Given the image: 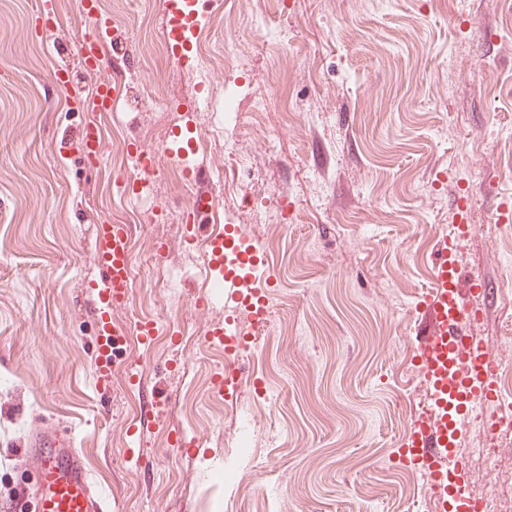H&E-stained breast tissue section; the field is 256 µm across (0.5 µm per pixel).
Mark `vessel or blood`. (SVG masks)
<instances>
[{
	"label": "vessel or blood",
	"instance_id": "b4317fda",
	"mask_svg": "<svg viewBox=\"0 0 512 512\" xmlns=\"http://www.w3.org/2000/svg\"><path fill=\"white\" fill-rule=\"evenodd\" d=\"M196 6L197 0H164L162 13L172 47L181 48L188 43L185 23ZM79 7L90 20L92 31L74 51L78 71L61 68L58 81L67 85L81 76H95L88 104L92 111L108 112L115 89L109 79L100 75L101 37L111 29L112 21L99 10L96 0H81ZM78 145L89 161H97L102 152L99 127L86 124L78 136ZM471 232L469 225L455 224L443 235L433 285L420 303L423 336L418 367L428 387V406L415 420L405 442V458L421 471L437 512H446L445 505L452 496L466 505L468 512H474L476 505L467 494V473L456 457V449L463 429L474 416L496 405L501 397V371L489 342L477 335L476 319L463 313L464 297L479 299L483 312L496 297L488 282L461 278L465 242ZM130 250L127 225H97L93 255L97 276L87 281L86 288L100 311L95 368L103 380L112 374L113 350L128 340L127 332L113 321L112 311L124 306L129 298ZM259 254V248L231 225L211 237L201 254L202 267L222 276L228 306L236 312L248 310L250 321L256 326L265 325L269 314L262 283L266 264L260 261ZM28 447L35 458L34 483L28 491L35 512H104L71 433L39 430Z\"/></svg>",
	"mask_w": 512,
	"mask_h": 512
}]
</instances>
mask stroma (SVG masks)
Here are the masks:
<instances>
[{
  "instance_id": "35a3bbf8",
  "label": "stroma",
  "mask_w": 512,
  "mask_h": 512,
  "mask_svg": "<svg viewBox=\"0 0 512 512\" xmlns=\"http://www.w3.org/2000/svg\"><path fill=\"white\" fill-rule=\"evenodd\" d=\"M39 2L0 0V508L30 480V435L54 427L73 434L105 512H434L398 450L427 402L416 305L462 218L465 266L503 289L476 330L512 377V0H236L206 19L202 71L154 47L162 0H101L116 20L107 56L121 41L133 62L107 114L82 106L89 79L55 78L89 19L77 0L49 16ZM172 100L210 101L189 133L227 144L195 157L216 202L193 240L114 186L117 142L162 152ZM88 122L94 170L77 146ZM230 222L266 250L274 289L270 330L225 401L210 392L224 353L204 340L224 295L199 257ZM99 224L129 226L133 267L112 314L131 338L107 381L84 287ZM144 318L162 328L148 347ZM154 405L159 421L131 437ZM457 455L470 495L512 512V433L473 424ZM78 145L89 161H97L102 152L99 127L94 123L86 124L78 136Z\"/></svg>"
}]
</instances>
